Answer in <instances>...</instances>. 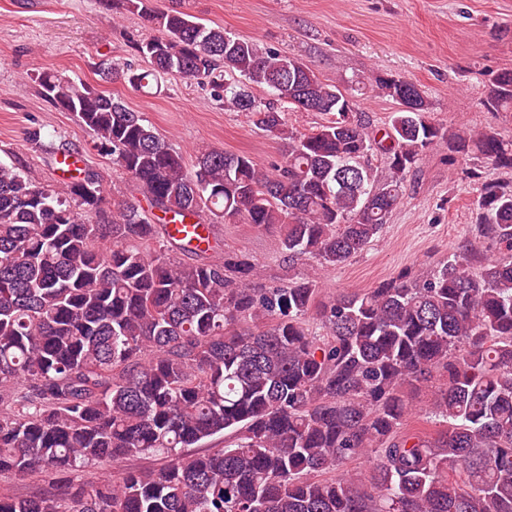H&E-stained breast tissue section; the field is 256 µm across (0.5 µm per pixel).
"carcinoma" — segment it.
<instances>
[{
  "instance_id": "1",
  "label": "carcinoma",
  "mask_w": 512,
  "mask_h": 512,
  "mask_svg": "<svg viewBox=\"0 0 512 512\" xmlns=\"http://www.w3.org/2000/svg\"><path fill=\"white\" fill-rule=\"evenodd\" d=\"M99 2L164 32L130 40L150 69L102 63V80L207 81L287 150L269 172L214 147L189 169L121 99L37 74L159 214L109 197L93 169L60 194L0 162V474L48 486L0 493V512H512V186L481 182L471 235L426 274L324 299L309 276L256 288L249 257L210 260L169 228L201 212L275 228L289 262L336 268L380 235L428 151L512 170V139L444 128L387 73L371 85L408 107L381 135L296 57L176 7ZM481 104L512 107L511 70ZM290 112L325 119L301 132ZM429 386L438 429L409 431L408 392ZM134 454L159 465L83 479ZM355 458L369 477L341 471Z\"/></svg>"
}]
</instances>
